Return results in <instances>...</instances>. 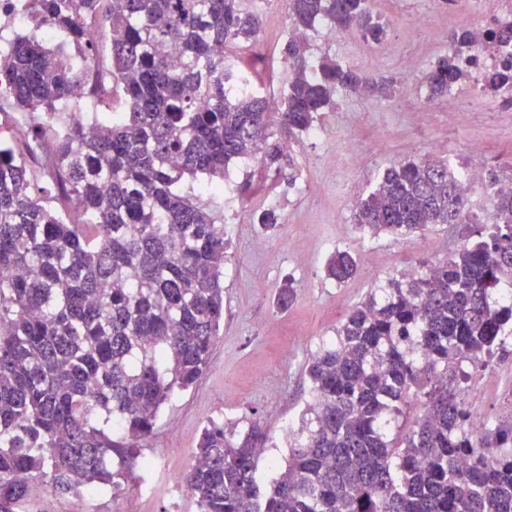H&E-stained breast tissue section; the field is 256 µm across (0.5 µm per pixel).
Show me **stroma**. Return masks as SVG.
<instances>
[{
  "label": "stroma",
  "instance_id": "1",
  "mask_svg": "<svg viewBox=\"0 0 512 512\" xmlns=\"http://www.w3.org/2000/svg\"><path fill=\"white\" fill-rule=\"evenodd\" d=\"M258 8L264 22L260 42L239 44L232 57L272 76V84L259 87L267 94L285 85L287 66L280 50L289 22L284 0H260ZM374 9L387 30L379 48L355 32L337 33L330 42L318 31L310 35V54L313 60L328 58L387 81L390 95L338 97L335 109L317 123L320 137L306 136L293 146L295 186L277 183L255 157L232 167L223 193L213 198L224 209L228 239L224 330L203 377L164 406L153 437L139 450L140 459L158 457L163 463L153 494H140L145 470L139 466L108 494L59 495L35 485L20 512H198L191 493L172 502L168 480L189 468L201 428L211 418L264 422L273 446L260 460L259 481L268 483L273 467L283 465L311 400L307 357L334 340L352 307L389 277L448 260L490 226L491 185L484 180L470 193L472 222L438 224L406 238L358 230L356 202L398 161L429 155L458 170L478 162L494 172L498 186L512 185V112L490 109L488 97L470 84L429 100L422 74L404 68L413 56L428 67L446 55L448 37L465 28V16L449 12L438 0H375ZM475 141L483 145L478 161L470 152ZM272 207L279 226L265 233L258 217ZM339 249L358 261L355 276L342 284L324 272L327 258ZM287 277L295 283L297 299L282 311L274 296ZM454 375L460 397L486 424L512 422V354L463 364Z\"/></svg>",
  "mask_w": 512,
  "mask_h": 512
}]
</instances>
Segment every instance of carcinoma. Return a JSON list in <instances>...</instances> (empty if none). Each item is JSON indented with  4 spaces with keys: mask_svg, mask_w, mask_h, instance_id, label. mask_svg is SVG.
Instances as JSON below:
<instances>
[{
    "mask_svg": "<svg viewBox=\"0 0 512 512\" xmlns=\"http://www.w3.org/2000/svg\"><path fill=\"white\" fill-rule=\"evenodd\" d=\"M61 39L17 33L0 50V119L26 112L21 139L0 140V502L29 501L32 479L56 492H103L125 478L158 414L209 367L224 325V210L204 201L201 178L263 155L290 185L285 143L315 127L336 96L384 82L334 63L316 66L310 32L326 24L379 43L374 0H285L279 106L261 76L230 61L255 42L258 12L243 0H30ZM109 34L108 63L95 55ZM481 43L499 63L479 89L512 94V21L450 35V53L425 75L431 98L472 77ZM182 47L176 66L171 50ZM112 119L62 107L81 95L85 63ZM491 231L418 277L391 278L387 300L368 296L336 340L312 354L310 419L266 490L258 465L270 441L257 419L209 420L183 482L198 512H512V423L475 428L448 385L454 361L507 351L512 303L492 295L512 276V189L492 195ZM470 218L448 164L395 163L357 202L372 235L406 237ZM336 251L326 276L351 279ZM297 289L282 281L280 310ZM416 405L401 439L387 415Z\"/></svg>",
    "mask_w": 512,
    "mask_h": 512,
    "instance_id": "1",
    "label": "carcinoma"
}]
</instances>
